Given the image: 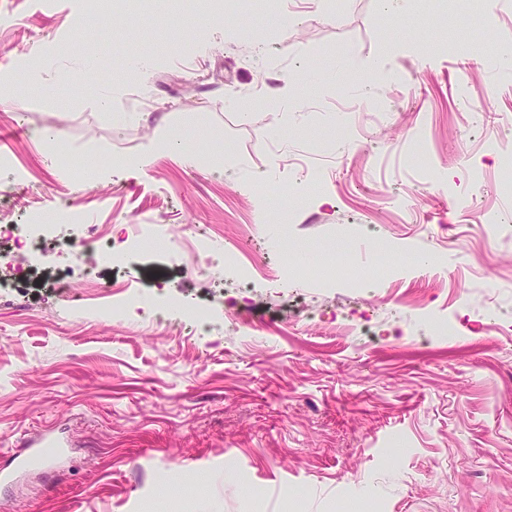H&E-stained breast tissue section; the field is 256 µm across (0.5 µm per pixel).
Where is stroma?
Segmentation results:
<instances>
[{
  "mask_svg": "<svg viewBox=\"0 0 512 512\" xmlns=\"http://www.w3.org/2000/svg\"><path fill=\"white\" fill-rule=\"evenodd\" d=\"M275 7L197 13L171 48L162 16L102 27L86 0H0V218L73 203L106 237L146 235L89 283L55 240L0 267V452L68 443L0 482V512H512V64L495 61L512 0ZM161 133L196 162L135 165ZM217 135L246 165L200 164ZM301 195L287 234L260 224ZM184 226L213 254L288 264L287 287L213 286L166 244ZM119 286L215 326L91 311ZM405 293L458 337L417 330ZM334 316L353 334H325Z\"/></svg>",
  "mask_w": 512,
  "mask_h": 512,
  "instance_id": "obj_1",
  "label": "stroma"
}]
</instances>
